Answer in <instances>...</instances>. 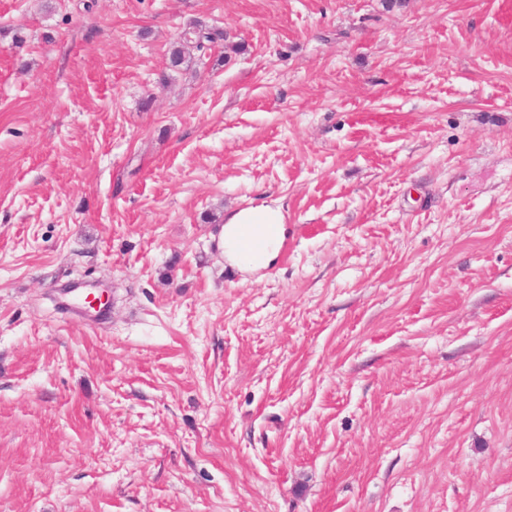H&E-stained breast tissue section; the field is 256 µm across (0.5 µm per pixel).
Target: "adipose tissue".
<instances>
[{"mask_svg":"<svg viewBox=\"0 0 512 512\" xmlns=\"http://www.w3.org/2000/svg\"><path fill=\"white\" fill-rule=\"evenodd\" d=\"M244 224H253L261 229L269 225L274 226L275 234L257 261L258 267L269 266L278 257L286 234L284 216L280 207L263 204L239 210L229 217L223 228L221 247L225 257L234 263L241 260L237 234L241 225Z\"/></svg>","mask_w":512,"mask_h":512,"instance_id":"1","label":"adipose tissue"}]
</instances>
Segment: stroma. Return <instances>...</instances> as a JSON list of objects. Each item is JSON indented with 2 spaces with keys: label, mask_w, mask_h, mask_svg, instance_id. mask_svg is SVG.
<instances>
[{
  "label": "stroma",
  "mask_w": 512,
  "mask_h": 512,
  "mask_svg": "<svg viewBox=\"0 0 512 512\" xmlns=\"http://www.w3.org/2000/svg\"><path fill=\"white\" fill-rule=\"evenodd\" d=\"M0 512H512V0H0ZM244 224H254L259 230H263L268 225L275 228L274 236L269 240L256 264H251L241 258L237 234L241 225ZM285 234L286 228L281 208L263 204L241 209L232 214L224 224L220 247L223 249L224 257L229 261L239 263L249 269L262 268L269 266L278 257Z\"/></svg>",
  "instance_id": "35a3bbf8"
}]
</instances>
